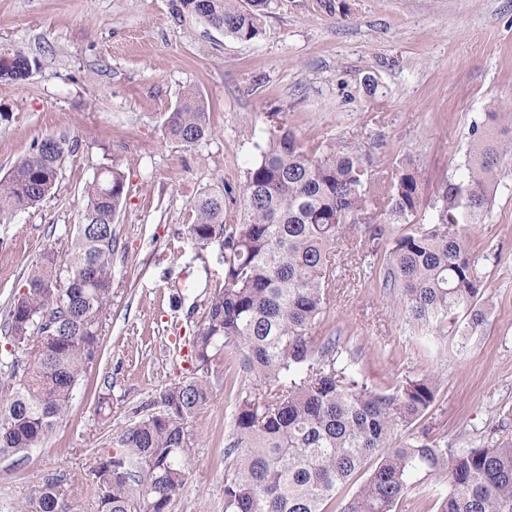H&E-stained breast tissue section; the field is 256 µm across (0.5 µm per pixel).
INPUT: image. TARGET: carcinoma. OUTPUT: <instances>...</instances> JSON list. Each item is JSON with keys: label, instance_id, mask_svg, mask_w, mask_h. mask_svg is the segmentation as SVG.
<instances>
[{"label": "carcinoma", "instance_id": "cac0c4a2", "mask_svg": "<svg viewBox=\"0 0 512 512\" xmlns=\"http://www.w3.org/2000/svg\"><path fill=\"white\" fill-rule=\"evenodd\" d=\"M268 0H179V12L224 34L250 41L262 33ZM31 61L17 51L0 63V79L24 82ZM473 129L466 175L441 187L442 204L426 224L394 239L384 254L381 287L403 319L428 333L444 331L463 314L461 335L484 324L483 296L463 224L484 217L497 170L512 140L498 117ZM186 146L212 135L202 96L189 89L165 120ZM74 141L49 136L0 178V220L34 208L54 189ZM246 215L224 221V195L208 192L194 204L190 239L224 245V287L204 306L191 341L203 364L222 351L236 357L249 383L237 390L225 457L233 477L224 484V512H328L355 477L358 490L339 512H396L419 479L435 482V512H512V440L450 448L405 433L436 399L424 375L395 393L357 376L337 340L312 336L336 280V248L345 231L364 223L361 264L366 277L390 224L417 213L421 183L397 168L384 178L369 169L356 144L305 149L283 124L246 171L240 187ZM126 194L124 175L105 168L87 183L81 224L64 257L44 253L0 322L10 348L0 352V457L38 446L69 407L72 393L99 356L112 306V220ZM211 398L207 378L192 372L162 388L153 403L97 460L92 480L98 512H168L187 483L192 434L188 420ZM35 512H66L63 491L48 482Z\"/></svg>", "mask_w": 512, "mask_h": 512}]
</instances>
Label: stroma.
Wrapping results in <instances>:
<instances>
[{
  "label": "stroma",
  "mask_w": 512,
  "mask_h": 512,
  "mask_svg": "<svg viewBox=\"0 0 512 512\" xmlns=\"http://www.w3.org/2000/svg\"><path fill=\"white\" fill-rule=\"evenodd\" d=\"M178 0H0V57L35 59L22 84L0 80V176L37 142L77 141L51 195L0 221V317L47 250L65 253L81 221L82 189L104 167L125 176L113 228L112 308L100 357L68 412L24 462L0 459V512L31 508L58 480L68 512H97L87 476L158 391L200 370L210 400L189 421L190 477L169 512H224V457L233 361L204 367L189 341L224 284L219 246L188 226L203 191L240 188L274 122L306 145L361 142L373 172L399 165L422 183V205L393 235L427 223L443 183L462 180L473 126L512 102V0H270L263 33L244 42L191 15ZM378 84L366 96L365 77ZM206 100L213 134L193 146L164 128L186 89ZM484 289L486 321L473 336L422 335L378 278L364 279L351 229L338 248L331 304L312 334L336 336L369 385L392 392L425 374L436 399L414 435L452 448L512 439V152L491 208L463 225Z\"/></svg>",
  "instance_id": "35a3bbf8"
}]
</instances>
